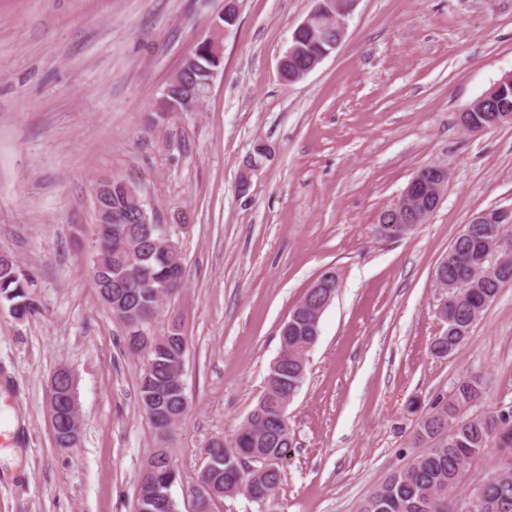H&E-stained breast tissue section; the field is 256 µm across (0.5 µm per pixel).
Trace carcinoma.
<instances>
[{
  "label": "carcinoma",
  "mask_w": 512,
  "mask_h": 512,
  "mask_svg": "<svg viewBox=\"0 0 512 512\" xmlns=\"http://www.w3.org/2000/svg\"><path fill=\"white\" fill-rule=\"evenodd\" d=\"M338 0H315L312 25L324 37L323 47L336 40L330 13L336 12ZM195 65L188 71L175 73L156 102V115L165 121L182 104L183 86L191 84L201 91L209 89L215 73L222 68L205 42L197 43L192 51ZM482 112H511L512 90L490 98L480 108ZM131 183L113 178L96 189L98 204V246L91 255L93 280L103 302L120 317L124 330V346L142 360L138 381V403L153 417V427L162 436L172 430L186 412V406L175 392L182 382L178 371L185 354L184 335L176 328L164 334L156 332L158 316L157 294L166 290L177 293L182 287V258L161 249V240L153 225L143 223L144 216L128 192ZM494 245L503 254L512 255V230L502 224H480L472 239H455L448 250V335L446 345L458 348L467 340L476 317L483 314L500 291L501 280L479 275L483 269L485 251ZM326 289L307 290L302 311L295 326L279 330L280 351L269 369L267 387L247 420L224 440H215L211 453L227 457L238 448H253L258 453L256 470L228 476L213 470L202 476L214 488L212 496L200 500L202 507L221 499L231 485L239 482L252 496L260 489L277 488L282 481L280 464L293 448L291 430L277 423L278 411L295 396L306 376V354L317 341L319 321L313 315ZM0 307L16 320H24L37 312L29 296V282L13 256L0 252ZM75 386L69 371L60 369L50 384V398L56 400L59 411L54 438L60 448L70 447L77 430L72 420L71 405ZM483 390L482 377L470 372L462 377L451 394L435 402L419 417L413 444L422 452L403 469L397 470L374 492L364 498L358 512H450V504L462 496V489L471 485L475 465L485 455L512 454V444L497 442V435L512 438V406L483 410L476 418L462 422L457 414L464 407H477ZM167 457L156 450L140 477L137 504L140 512H177L173 498L156 491H167L165 484H175L177 476L156 467L154 461ZM488 512H512V473L493 482H479Z\"/></svg>",
  "instance_id": "cac0c4a2"
}]
</instances>
